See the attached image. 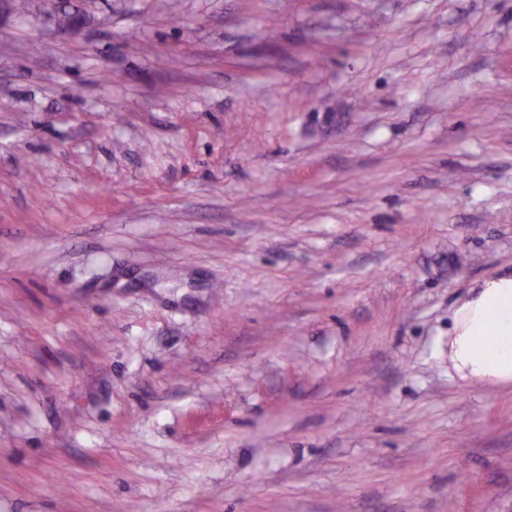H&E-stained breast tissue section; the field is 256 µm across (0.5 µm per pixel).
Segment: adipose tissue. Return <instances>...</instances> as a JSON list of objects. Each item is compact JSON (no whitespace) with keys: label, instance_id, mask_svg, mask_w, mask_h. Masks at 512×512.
Masks as SVG:
<instances>
[{"label":"adipose tissue","instance_id":"adipose-tissue-1","mask_svg":"<svg viewBox=\"0 0 512 512\" xmlns=\"http://www.w3.org/2000/svg\"><path fill=\"white\" fill-rule=\"evenodd\" d=\"M448 358L461 378L512 383V269L477 282L458 304Z\"/></svg>","mask_w":512,"mask_h":512}]
</instances>
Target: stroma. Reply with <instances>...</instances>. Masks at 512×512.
Segmentation results:
<instances>
[{
    "label": "stroma",
    "mask_w": 512,
    "mask_h": 512,
    "mask_svg": "<svg viewBox=\"0 0 512 512\" xmlns=\"http://www.w3.org/2000/svg\"><path fill=\"white\" fill-rule=\"evenodd\" d=\"M512 0H0V512H512ZM448 359L463 379L512 383V268L477 282L458 304Z\"/></svg>",
    "instance_id": "1"
}]
</instances>
